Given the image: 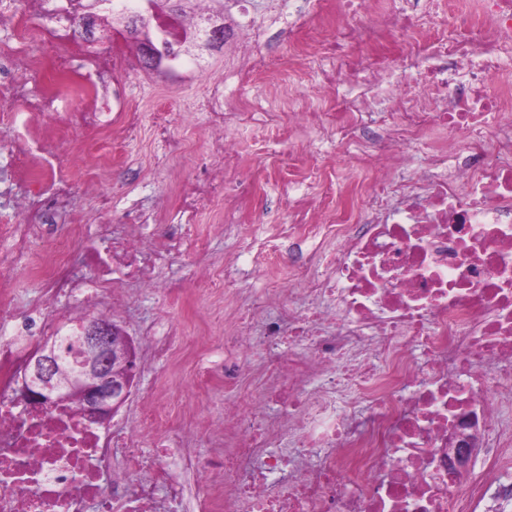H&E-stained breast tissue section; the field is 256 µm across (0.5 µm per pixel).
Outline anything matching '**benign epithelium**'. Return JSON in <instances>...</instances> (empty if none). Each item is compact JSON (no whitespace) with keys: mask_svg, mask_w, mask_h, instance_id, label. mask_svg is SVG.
Returning <instances> with one entry per match:
<instances>
[{"mask_svg":"<svg viewBox=\"0 0 512 512\" xmlns=\"http://www.w3.org/2000/svg\"><path fill=\"white\" fill-rule=\"evenodd\" d=\"M224 41V26L210 23L203 38L193 45L214 49ZM82 361L67 375L57 356V345L46 339L30 354L28 377L17 399L40 410L78 399L83 419L108 423L129 399L137 371V355L132 338L118 324L88 317L81 324Z\"/></svg>","mask_w":512,"mask_h":512,"instance_id":"obj_1","label":"benign epithelium"}]
</instances>
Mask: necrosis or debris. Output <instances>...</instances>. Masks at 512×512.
Returning <instances> with one entry per match:
<instances>
[{"label": "necrosis or debris", "instance_id": "4bbe7bcc", "mask_svg": "<svg viewBox=\"0 0 512 512\" xmlns=\"http://www.w3.org/2000/svg\"><path fill=\"white\" fill-rule=\"evenodd\" d=\"M75 0H30L17 26L13 0H0V29L21 28L0 48V512H173L186 488L171 476L167 449L144 461L140 441L89 425L76 406L34 411L14 398L30 351L41 337L78 330L91 299L107 301L103 318L125 302L113 287L128 276L174 298L186 288L218 293L222 281L201 261L213 216L227 233L222 203L252 197L229 190L239 144L228 131L254 119L219 85L195 102L207 121L203 177L170 178L151 206L132 201L121 217L97 178H111L112 150L138 138L141 117L112 76L140 68L134 44L88 43L75 35ZM224 24L237 54L233 69L264 83L289 66L271 54L267 20L248 0ZM422 0L392 10L388 0H307L278 33L290 46L339 60L303 90L297 124L316 125L353 146L371 176L353 223H311L301 199L285 197L291 239L332 236L315 258L286 256L279 239L264 258L288 270L287 284L255 291L224 334V452L196 457L195 512H499L512 504V476L463 475L449 459L463 433L477 427L485 457L512 455V89L488 92L486 79L512 57V0H452L457 34L423 19ZM403 41L413 81L389 85L386 49ZM367 55L352 53V46ZM361 90L341 93L345 78ZM386 94L391 110L373 118ZM448 128L426 169L392 178L388 167L429 127ZM77 132L83 151L62 163L46 145ZM459 160L452 175L443 169ZM89 199L79 211L76 196ZM198 263L190 282L166 275L173 255ZM322 275H314V262ZM33 270L37 292L14 303L12 274ZM258 349L262 380L248 386ZM134 473L109 480L113 457Z\"/></svg>", "mask_w": 512, "mask_h": 512}]
</instances>
